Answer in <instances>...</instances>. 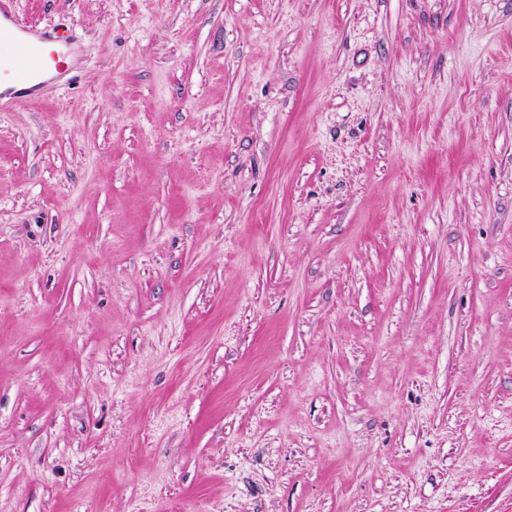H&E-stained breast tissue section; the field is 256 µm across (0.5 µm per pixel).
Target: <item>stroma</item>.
<instances>
[{"label":"stroma","instance_id":"35a3bbf8","mask_svg":"<svg viewBox=\"0 0 512 512\" xmlns=\"http://www.w3.org/2000/svg\"><path fill=\"white\" fill-rule=\"evenodd\" d=\"M0 512H512V0H11ZM0 40L13 43L16 54V64L12 67L11 80L17 85L31 84L35 77L47 70L43 56L46 44H54L64 53H70L71 38L66 30H37L19 26L13 15L0 3ZM21 60V64L17 63Z\"/></svg>","mask_w":512,"mask_h":512}]
</instances>
